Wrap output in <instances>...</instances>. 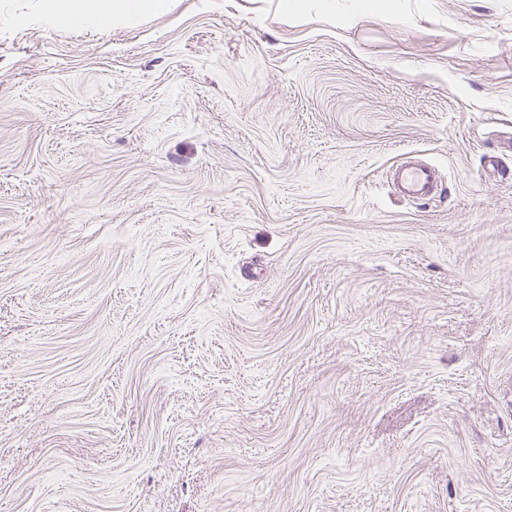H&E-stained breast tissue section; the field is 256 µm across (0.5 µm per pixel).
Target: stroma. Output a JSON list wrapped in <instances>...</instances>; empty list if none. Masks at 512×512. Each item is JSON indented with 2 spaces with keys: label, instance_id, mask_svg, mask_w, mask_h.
Wrapping results in <instances>:
<instances>
[{
  "label": "stroma",
  "instance_id": "1",
  "mask_svg": "<svg viewBox=\"0 0 512 512\" xmlns=\"http://www.w3.org/2000/svg\"><path fill=\"white\" fill-rule=\"evenodd\" d=\"M39 3L0 0V512H512V0ZM70 0H42L40 19L54 27L95 25L107 27L114 19H124L131 14L151 11L157 6L156 0H81L78 7L71 6ZM394 182L404 197L419 198L430 196L438 184L437 170L430 165L407 163L394 171Z\"/></svg>",
  "mask_w": 512,
  "mask_h": 512
}]
</instances>
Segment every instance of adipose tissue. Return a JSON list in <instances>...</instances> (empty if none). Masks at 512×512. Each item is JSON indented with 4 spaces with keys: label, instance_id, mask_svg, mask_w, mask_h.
<instances>
[{
    "label": "adipose tissue",
    "instance_id": "1",
    "mask_svg": "<svg viewBox=\"0 0 512 512\" xmlns=\"http://www.w3.org/2000/svg\"><path fill=\"white\" fill-rule=\"evenodd\" d=\"M156 5L157 0H82L74 7L69 0H42L40 19L54 27H107L113 20L151 11Z\"/></svg>",
    "mask_w": 512,
    "mask_h": 512
}]
</instances>
